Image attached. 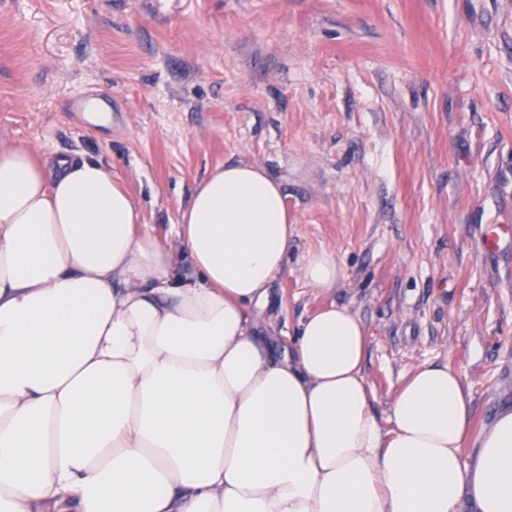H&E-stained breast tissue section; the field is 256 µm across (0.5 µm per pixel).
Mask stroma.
<instances>
[{"label":"stroma","mask_w":512,"mask_h":512,"mask_svg":"<svg viewBox=\"0 0 512 512\" xmlns=\"http://www.w3.org/2000/svg\"><path fill=\"white\" fill-rule=\"evenodd\" d=\"M102 99L108 124L70 110ZM101 161L181 254L196 183L254 164L294 234L259 328L348 306L372 411L418 365L512 406V0H0V146ZM333 252L342 277L300 267ZM301 271L306 284L311 288H332L341 277L335 255L326 250L309 254Z\"/></svg>","instance_id":"1"}]
</instances>
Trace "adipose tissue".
I'll return each instance as SVG.
<instances>
[{
    "instance_id": "obj_1",
    "label": "adipose tissue",
    "mask_w": 512,
    "mask_h": 512,
    "mask_svg": "<svg viewBox=\"0 0 512 512\" xmlns=\"http://www.w3.org/2000/svg\"><path fill=\"white\" fill-rule=\"evenodd\" d=\"M292 226L239 162L147 230L95 159L0 147V512H512V408L423 363L372 411L347 306L260 335Z\"/></svg>"
}]
</instances>
